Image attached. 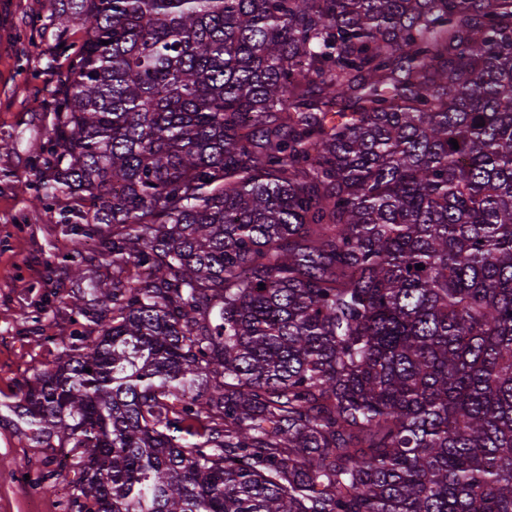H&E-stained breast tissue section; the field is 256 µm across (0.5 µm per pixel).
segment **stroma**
<instances>
[{"mask_svg":"<svg viewBox=\"0 0 512 512\" xmlns=\"http://www.w3.org/2000/svg\"><path fill=\"white\" fill-rule=\"evenodd\" d=\"M56 7V0H0V512H66L68 477L58 476L49 493L25 491L23 476L44 471L47 451L16 431L10 406L35 368L54 362L85 330L72 298L89 278L112 275L102 264L84 279L68 261V220L81 210L79 199L60 193L48 208L31 207L42 180L33 161L67 68L53 36L38 34Z\"/></svg>","mask_w":512,"mask_h":512,"instance_id":"35a3bbf8","label":"stroma"}]
</instances>
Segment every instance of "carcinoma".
<instances>
[{"mask_svg":"<svg viewBox=\"0 0 512 512\" xmlns=\"http://www.w3.org/2000/svg\"><path fill=\"white\" fill-rule=\"evenodd\" d=\"M60 2L68 508L512 512V0Z\"/></svg>","mask_w":512,"mask_h":512,"instance_id":"obj_1","label":"carcinoma"}]
</instances>
